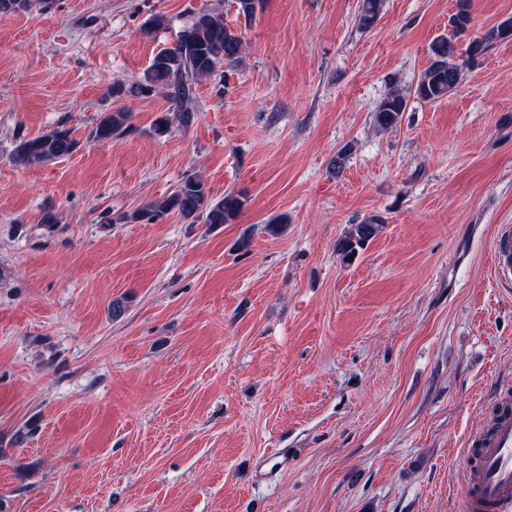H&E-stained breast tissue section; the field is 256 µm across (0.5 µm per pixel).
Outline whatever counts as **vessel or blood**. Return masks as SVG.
<instances>
[{"mask_svg": "<svg viewBox=\"0 0 512 512\" xmlns=\"http://www.w3.org/2000/svg\"><path fill=\"white\" fill-rule=\"evenodd\" d=\"M494 272L512 278V226L502 225L492 246ZM463 512H512V392L502 391L465 451Z\"/></svg>", "mask_w": 512, "mask_h": 512, "instance_id": "b4317fda", "label": "vessel or blood"}]
</instances>
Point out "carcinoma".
Here are the masks:
<instances>
[{
  "mask_svg": "<svg viewBox=\"0 0 512 512\" xmlns=\"http://www.w3.org/2000/svg\"><path fill=\"white\" fill-rule=\"evenodd\" d=\"M264 0H232L237 17L251 24L262 9ZM472 0H457V11L453 18L455 35L462 34L467 26ZM52 0H0V19L19 11L33 8L47 11ZM384 7V0H360L359 24L372 26ZM512 35V19H507L489 31L479 42L470 47L477 53L487 43ZM245 49L242 35L224 22V13L219 8L198 12L187 20L179 31L174 47L159 52L152 60L143 78L132 84L127 93L134 97L148 96L157 91H171L174 102V118L163 114L154 121V131L160 135L170 130L172 121L180 127H191L199 109L196 90L199 84L210 81L226 66L240 60ZM431 64L419 79L415 92L423 100L438 101L448 96L461 78V65L455 62V45L446 37L435 39L430 45ZM406 93L394 87L375 106L373 123L381 130L396 127L406 111ZM131 113L123 108L104 113L89 133L97 142H108L126 133L130 128ZM79 140L73 131L62 125L32 138H21L12 150V162L22 168L40 167L73 154ZM247 203L240 191H229L220 199L214 198L203 175L195 173L183 181L169 194L146 202L130 212L111 219L120 224H156L171 215L196 224H229L234 221ZM382 224L374 217L353 224L338 241L336 251L347 259L374 239Z\"/></svg>",
  "mask_w": 512,
  "mask_h": 512,
  "instance_id": "obj_1",
  "label": "carcinoma"
}]
</instances>
